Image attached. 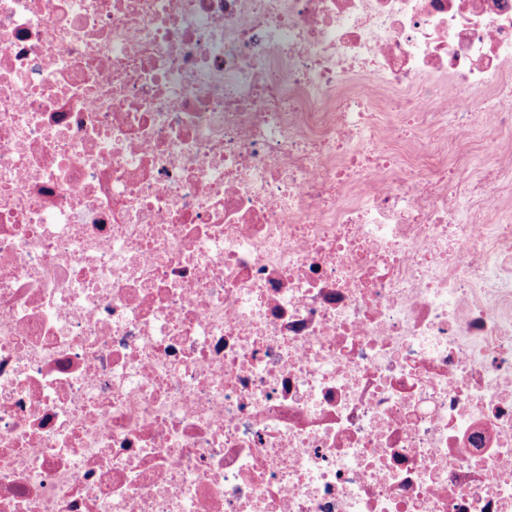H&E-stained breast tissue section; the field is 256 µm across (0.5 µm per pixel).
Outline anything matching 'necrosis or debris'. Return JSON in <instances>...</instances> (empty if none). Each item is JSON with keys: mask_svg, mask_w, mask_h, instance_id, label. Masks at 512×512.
Returning <instances> with one entry per match:
<instances>
[{"mask_svg": "<svg viewBox=\"0 0 512 512\" xmlns=\"http://www.w3.org/2000/svg\"><path fill=\"white\" fill-rule=\"evenodd\" d=\"M512 0H0V512H512Z\"/></svg>", "mask_w": 512, "mask_h": 512, "instance_id": "4bbe7bcc", "label": "necrosis or debris"}]
</instances>
